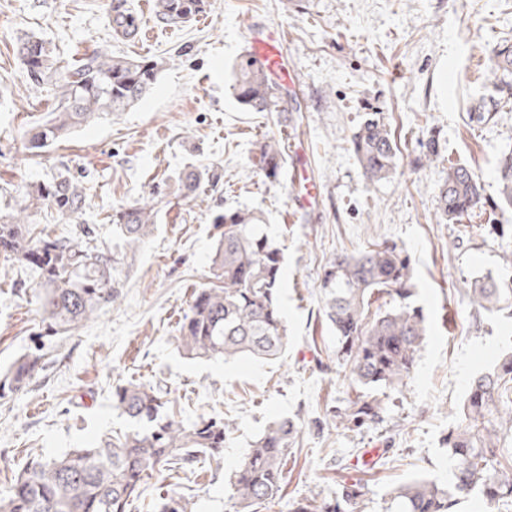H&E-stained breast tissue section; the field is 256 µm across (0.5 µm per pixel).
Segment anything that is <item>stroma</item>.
<instances>
[{
  "label": "stroma",
  "instance_id": "obj_1",
  "mask_svg": "<svg viewBox=\"0 0 512 512\" xmlns=\"http://www.w3.org/2000/svg\"><path fill=\"white\" fill-rule=\"evenodd\" d=\"M113 0H0V213L28 207L35 236L88 239L112 255L117 297L66 334H49L40 270L0 255V377L25 354L44 368L24 390L0 396V494L35 459L127 431L112 408L116 385L136 379L161 387L179 419L222 415L230 441L220 463L200 462L188 483L194 512H235L230 479L254 440L278 418L304 421L284 466L279 497L254 512H290L322 492L333 498L361 483V512H387L391 491L419 478L452 483L442 439L456 426L471 377L512 353V316L473 307L472 281L505 274L512 254V210L500 199L496 167L512 151V95L490 78L500 45L512 44V0H208L184 25L158 20L141 0H124L156 41L113 31ZM282 30L297 112H250L233 92L232 68L247 31ZM50 43L63 67L93 51L158 61L141 101L75 129L65 141L31 148L30 129L54 101V83L34 85L16 39ZM380 113L399 150L390 178L366 179L351 149L357 126ZM279 140L277 179L254 162L266 138ZM436 139L440 155L423 157ZM471 169L478 207L445 221L437 194L449 164ZM209 168L217 186L194 198L180 180ZM66 173L84 208L69 215L33 204L34 185ZM152 202L156 228L126 247L112 216ZM253 209L281 244L279 290L288 345L272 360L189 359L175 343L197 288L208 284L228 209ZM397 244L409 257L411 303L428 338L405 385L382 393L379 423L363 430L326 425L355 396L336 337L324 317L321 278L339 255L372 242ZM379 449L369 466L365 449Z\"/></svg>",
  "mask_w": 512,
  "mask_h": 512
}]
</instances>
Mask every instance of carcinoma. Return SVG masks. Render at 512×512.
Here are the masks:
<instances>
[{"label":"carcinoma","instance_id":"cac0c4a2","mask_svg":"<svg viewBox=\"0 0 512 512\" xmlns=\"http://www.w3.org/2000/svg\"><path fill=\"white\" fill-rule=\"evenodd\" d=\"M207 0H157L156 13L165 24H182L204 12ZM128 9L112 14V29L129 35ZM17 53L31 79L55 80L56 96L46 121L30 138L43 149L102 114L133 106L154 84L159 65L96 52L86 62L58 70L49 43L35 36L17 38ZM235 95L251 112H294L288 94L269 78L260 62L246 55L235 66ZM353 150L367 179L380 181L397 166V145L386 123L366 119L352 136ZM258 166L266 176L281 166L279 141L259 145ZM206 173L191 172L181 180V195L194 196ZM502 202L512 209V153L498 165ZM63 213L80 212L85 197L70 178L59 174L29 192ZM481 200V185L472 172L448 166L439 187L442 216L460 222ZM27 208L19 216H0V252L32 265L44 275L42 313L48 327L68 332L91 319L117 298L112 287V257L68 237L32 236ZM121 236L136 247L155 228L154 207L136 202L112 216ZM224 224L212 267L214 282L197 290L181 322L176 342L191 358L239 356L272 359L288 343L287 326L278 304L283 252L258 231L262 216L236 210L221 216ZM324 312L336 334L337 355L349 367L356 387L354 400L333 418L347 429H359L380 418L381 400L374 392L403 385L427 336L420 309L410 306L412 275L407 257L394 243L373 242L356 256L334 258L324 272ZM470 303L490 310L512 300V283L490 277L466 290ZM389 298L390 307L372 309ZM42 356L16 361L0 390L18 392L42 370ZM112 407L131 429L48 460H33L0 496V512H129L140 497L145 478L155 471L192 475L200 459L220 462L227 447L224 420L201 416L192 424L175 418L160 391L135 380L116 386ZM299 424L292 418L272 422L253 442L231 479L236 512H250L258 502L278 496L288 447ZM455 463L454 481L442 485L417 479L390 493L392 512H454L462 499L479 496L489 505L512 503V355L469 385L458 424L442 440ZM363 486L342 489L331 500L317 496L293 504L292 512H361ZM155 512H193L190 497L173 491L161 497Z\"/></svg>","mask_w":512,"mask_h":512}]
</instances>
